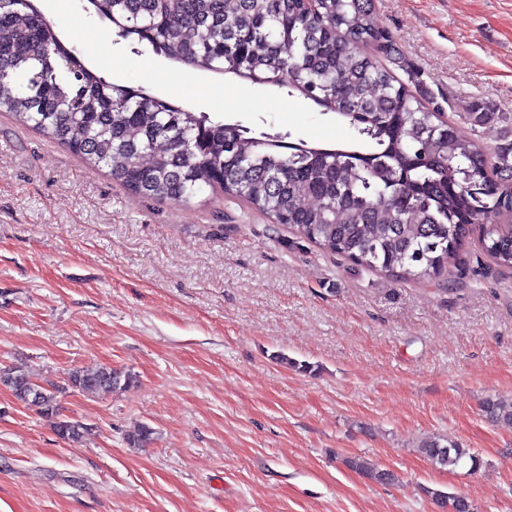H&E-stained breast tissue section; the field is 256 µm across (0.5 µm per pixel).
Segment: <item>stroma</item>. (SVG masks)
<instances>
[{"label": "stroma", "instance_id": "1", "mask_svg": "<svg viewBox=\"0 0 512 512\" xmlns=\"http://www.w3.org/2000/svg\"><path fill=\"white\" fill-rule=\"evenodd\" d=\"M418 82L447 119L512 115V0H374ZM55 31L77 56L102 47L152 60L124 86L252 135L356 145L348 121L299 93L241 81L222 108L178 95L186 72L122 38L88 0ZM466 238L448 281L406 282L299 241L271 219L209 194L144 200L59 142L0 112V366L40 382L106 365L135 374L108 396L70 390L59 439L0 387V512H439L433 491L478 512H512V425L485 400L512 395V270ZM148 425L155 441L126 435ZM454 440L480 466L448 471L418 451ZM362 457L393 484L348 467Z\"/></svg>", "mask_w": 512, "mask_h": 512}]
</instances>
